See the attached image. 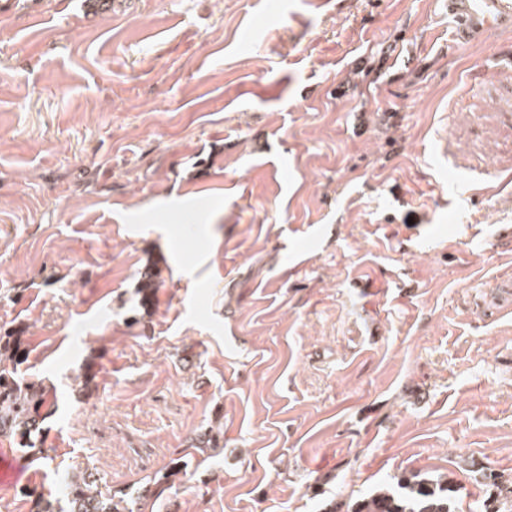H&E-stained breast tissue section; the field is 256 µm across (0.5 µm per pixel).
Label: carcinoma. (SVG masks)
I'll return each instance as SVG.
<instances>
[{"mask_svg": "<svg viewBox=\"0 0 512 512\" xmlns=\"http://www.w3.org/2000/svg\"><path fill=\"white\" fill-rule=\"evenodd\" d=\"M25 357L20 336H0V436H14L27 448L36 447L39 425L45 418L43 388L22 383L16 370ZM221 427H209L196 439L201 448L220 447ZM182 458L171 461L166 471L136 491L104 494L99 474L85 469L67 477L61 495L53 497L33 488L26 491L32 512H142L144 500L159 499L162 489L174 485V478L186 472ZM453 482L445 476L429 477L419 472L402 475L396 485L379 488L346 506L345 512H452Z\"/></svg>", "mask_w": 512, "mask_h": 512, "instance_id": "obj_1", "label": "carcinoma"}]
</instances>
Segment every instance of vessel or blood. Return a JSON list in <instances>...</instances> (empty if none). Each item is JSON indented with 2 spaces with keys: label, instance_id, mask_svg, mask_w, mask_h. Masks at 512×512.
I'll return each mask as SVG.
<instances>
[{
  "label": "vessel or blood",
  "instance_id": "obj_1",
  "mask_svg": "<svg viewBox=\"0 0 512 512\" xmlns=\"http://www.w3.org/2000/svg\"><path fill=\"white\" fill-rule=\"evenodd\" d=\"M448 15L455 21V39L466 42L492 26L512 25V0H448Z\"/></svg>",
  "mask_w": 512,
  "mask_h": 512
}]
</instances>
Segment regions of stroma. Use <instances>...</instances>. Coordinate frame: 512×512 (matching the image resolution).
<instances>
[{"label": "stroma", "instance_id": "obj_1", "mask_svg": "<svg viewBox=\"0 0 512 512\" xmlns=\"http://www.w3.org/2000/svg\"><path fill=\"white\" fill-rule=\"evenodd\" d=\"M8 334L52 410L37 488L183 456L161 512H328L409 471L512 512V26L0 0Z\"/></svg>", "mask_w": 512, "mask_h": 512}]
</instances>
